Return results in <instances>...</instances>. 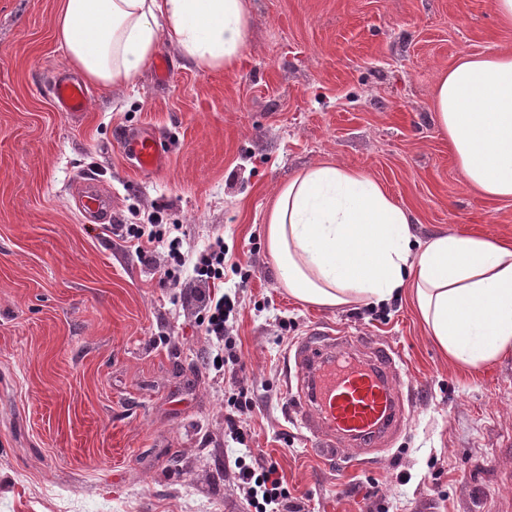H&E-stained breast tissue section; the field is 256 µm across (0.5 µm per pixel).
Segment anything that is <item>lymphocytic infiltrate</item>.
<instances>
[{
  "instance_id": "obj_1",
  "label": "lymphocytic infiltrate",
  "mask_w": 512,
  "mask_h": 512,
  "mask_svg": "<svg viewBox=\"0 0 512 512\" xmlns=\"http://www.w3.org/2000/svg\"><path fill=\"white\" fill-rule=\"evenodd\" d=\"M120 230L138 256L146 262L152 263L160 258L166 264L179 267L192 264L190 281L194 286L193 298L204 334L212 347L220 349V365L227 368L231 375L233 404L237 412L227 417L226 428L232 439L243 440L240 417L252 410L253 398L245 375V365L237 355L235 343L229 334L228 321L234 303L216 288L217 282L224 278L223 238H216L204 250L188 256L182 251V238L171 236L169 228L159 223L157 215H148L143 224L121 225ZM234 465L236 486L252 512H288V490L275 464L255 466L239 457L235 459Z\"/></svg>"
}]
</instances>
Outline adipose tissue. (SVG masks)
<instances>
[{
  "mask_svg": "<svg viewBox=\"0 0 512 512\" xmlns=\"http://www.w3.org/2000/svg\"><path fill=\"white\" fill-rule=\"evenodd\" d=\"M53 30L71 66L135 89L160 37L189 61L234 71L249 44L248 0H58ZM432 110L466 182L512 199V52L464 55L440 72ZM411 217L377 181L324 161L276 191L264 217L278 281L328 308L385 304L409 289L455 364L512 351V244L456 233L413 240Z\"/></svg>",
  "mask_w": 512,
  "mask_h": 512,
  "instance_id": "ef3b65f1",
  "label": "adipose tissue"
}]
</instances>
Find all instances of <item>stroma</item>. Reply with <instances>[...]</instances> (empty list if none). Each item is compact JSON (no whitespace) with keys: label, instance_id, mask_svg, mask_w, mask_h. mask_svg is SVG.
Wrapping results in <instances>:
<instances>
[{"label":"stroma","instance_id":"obj_1","mask_svg":"<svg viewBox=\"0 0 512 512\" xmlns=\"http://www.w3.org/2000/svg\"><path fill=\"white\" fill-rule=\"evenodd\" d=\"M57 0H0V512H56L70 496L109 512H245L234 460L274 462L291 512H512V352L479 370L448 360L409 294L312 308L282 288L264 215L276 189L323 160L379 181L414 239L512 242V200L467 184L434 112L438 73L463 54L512 51L491 0H251V47L231 73L186 63L160 40L165 78L90 85L82 118L50 98L70 73ZM154 134L140 170L124 133ZM112 193L92 224L76 193ZM149 212L203 250L223 236L237 300L232 337L253 389L245 443L224 434L226 379L190 296L170 287L116 224ZM394 347L413 386L392 449L322 457L285 392L286 353L313 324Z\"/></svg>","mask_w":512,"mask_h":512}]
</instances>
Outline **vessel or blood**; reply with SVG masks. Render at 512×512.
Returning a JSON list of instances; mask_svg holds the SVG:
<instances>
[{"instance_id":"b4317fda","label":"vessel or blood","mask_w":512,"mask_h":512,"mask_svg":"<svg viewBox=\"0 0 512 512\" xmlns=\"http://www.w3.org/2000/svg\"><path fill=\"white\" fill-rule=\"evenodd\" d=\"M50 94L55 106L73 117L85 111L89 100L88 87L62 73L55 77ZM123 148L141 169L161 164L154 135L125 136ZM77 204L82 214L95 221L112 213L111 193L92 180L80 187ZM397 358V351L388 346L366 345L319 325L296 341L293 410L300 426L318 440L326 456H335L344 446L380 452L401 432L412 388L401 381Z\"/></svg>"}]
</instances>
